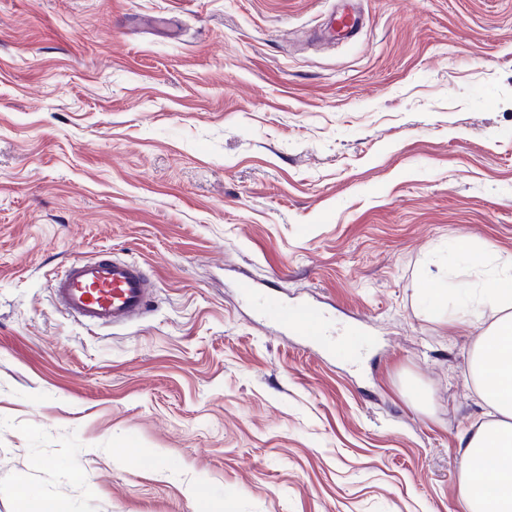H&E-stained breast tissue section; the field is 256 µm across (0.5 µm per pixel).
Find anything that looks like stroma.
Masks as SVG:
<instances>
[{"instance_id": "obj_1", "label": "stroma", "mask_w": 512, "mask_h": 512, "mask_svg": "<svg viewBox=\"0 0 512 512\" xmlns=\"http://www.w3.org/2000/svg\"><path fill=\"white\" fill-rule=\"evenodd\" d=\"M467 238L512 255V0H0V512H462L482 328L418 288ZM100 252L155 291L91 330ZM52 288L60 308L86 326H113L143 315L151 297L143 266L109 255L73 260L55 274ZM19 512H59V506L53 500L42 496L26 487L18 491Z\"/></svg>"}]
</instances>
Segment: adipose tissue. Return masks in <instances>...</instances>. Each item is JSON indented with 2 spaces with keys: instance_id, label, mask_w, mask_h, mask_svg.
Wrapping results in <instances>:
<instances>
[{
  "instance_id": "1",
  "label": "adipose tissue",
  "mask_w": 512,
  "mask_h": 512,
  "mask_svg": "<svg viewBox=\"0 0 512 512\" xmlns=\"http://www.w3.org/2000/svg\"><path fill=\"white\" fill-rule=\"evenodd\" d=\"M458 259L485 267L479 287L448 292V263L424 269L419 295L435 317L452 315L468 326L493 314L470 355V376L490 419L460 438L458 498L463 512H512V256H491L461 241Z\"/></svg>"
}]
</instances>
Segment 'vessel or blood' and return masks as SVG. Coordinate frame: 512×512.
<instances>
[{"label": "vessel or blood", "mask_w": 512, "mask_h": 512, "mask_svg": "<svg viewBox=\"0 0 512 512\" xmlns=\"http://www.w3.org/2000/svg\"><path fill=\"white\" fill-rule=\"evenodd\" d=\"M60 308L86 326H108L143 315L151 297L141 264L108 255L76 259L52 284Z\"/></svg>", "instance_id": "obj_1"}]
</instances>
